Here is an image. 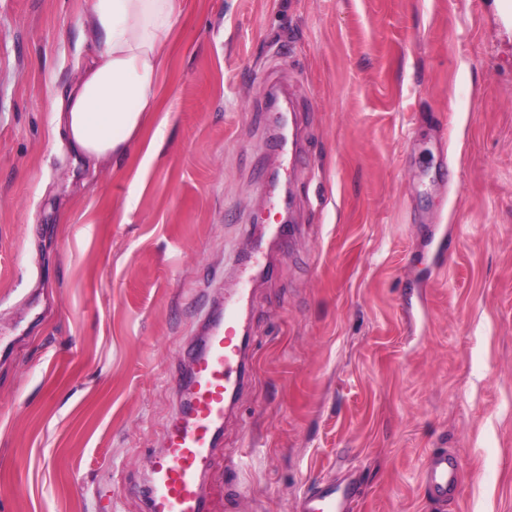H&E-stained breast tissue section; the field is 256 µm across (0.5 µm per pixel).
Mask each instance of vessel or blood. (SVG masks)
Instances as JSON below:
<instances>
[{
    "mask_svg": "<svg viewBox=\"0 0 512 512\" xmlns=\"http://www.w3.org/2000/svg\"><path fill=\"white\" fill-rule=\"evenodd\" d=\"M250 278L224 295V311L205 317L201 336L186 347L181 401L171 414L163 446L153 457L144 493L145 512H209L207 479L220 444L224 416L249 377L245 318ZM429 498L448 500L459 489L457 459L433 455L423 468ZM305 512H341L336 486L317 488Z\"/></svg>",
    "mask_w": 512,
    "mask_h": 512,
    "instance_id": "1",
    "label": "vessel or blood"
}]
</instances>
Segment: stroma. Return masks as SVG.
<instances>
[{
	"label": "stroma",
	"mask_w": 512,
	"mask_h": 512,
	"mask_svg": "<svg viewBox=\"0 0 512 512\" xmlns=\"http://www.w3.org/2000/svg\"><path fill=\"white\" fill-rule=\"evenodd\" d=\"M88 0H0V512H141L187 340L270 225L288 92L305 157L257 278L213 512H512V16L500 0H185L156 153L88 175L50 92ZM460 491L429 499L428 455ZM303 512H343L336 500V485L328 483L317 488L305 504Z\"/></svg>",
	"instance_id": "1"
}]
</instances>
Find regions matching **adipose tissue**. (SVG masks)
<instances>
[{
	"instance_id": "adipose-tissue-1",
	"label": "adipose tissue",
	"mask_w": 512,
	"mask_h": 512,
	"mask_svg": "<svg viewBox=\"0 0 512 512\" xmlns=\"http://www.w3.org/2000/svg\"><path fill=\"white\" fill-rule=\"evenodd\" d=\"M182 12L183 0H90L87 21L102 48L75 86L52 100V132L65 137L84 167L123 158L149 113L168 125L158 77Z\"/></svg>"
}]
</instances>
